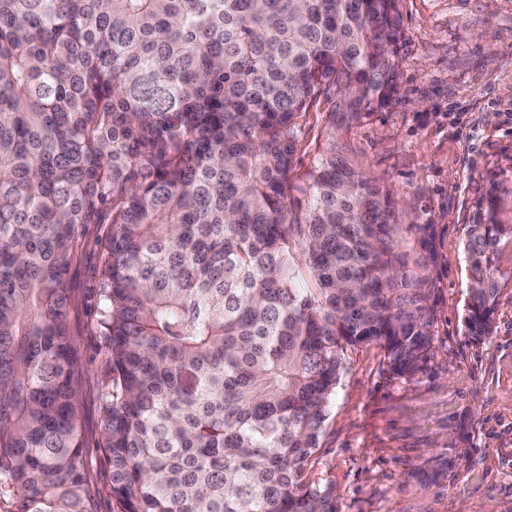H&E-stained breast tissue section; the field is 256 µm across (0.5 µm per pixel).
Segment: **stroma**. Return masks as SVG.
I'll return each mask as SVG.
<instances>
[{
	"mask_svg": "<svg viewBox=\"0 0 512 512\" xmlns=\"http://www.w3.org/2000/svg\"><path fill=\"white\" fill-rule=\"evenodd\" d=\"M395 89L385 106L337 122V93L300 120L295 200L328 146L394 196L403 223L437 227L429 271L430 348L410 380L393 378L375 344L348 348L308 482L335 489L339 512H512V0H397ZM496 196L507 227L495 256L494 333L463 323L464 243L477 202ZM105 224H85L68 273L79 346L81 443L94 512H121L101 450L104 338L96 292Z\"/></svg>",
	"mask_w": 512,
	"mask_h": 512,
	"instance_id": "stroma-1",
	"label": "stroma"
}]
</instances>
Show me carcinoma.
Instances as JSON below:
<instances>
[{"mask_svg":"<svg viewBox=\"0 0 512 512\" xmlns=\"http://www.w3.org/2000/svg\"><path fill=\"white\" fill-rule=\"evenodd\" d=\"M396 0H0V512H93L67 275L112 225L97 326L122 512H337L309 483L349 347L426 359L433 224L334 151L290 195L298 121L389 101ZM480 208L464 326L492 335ZM314 283L299 286L300 268Z\"/></svg>","mask_w":512,"mask_h":512,"instance_id":"obj_1","label":"carcinoma"}]
</instances>
